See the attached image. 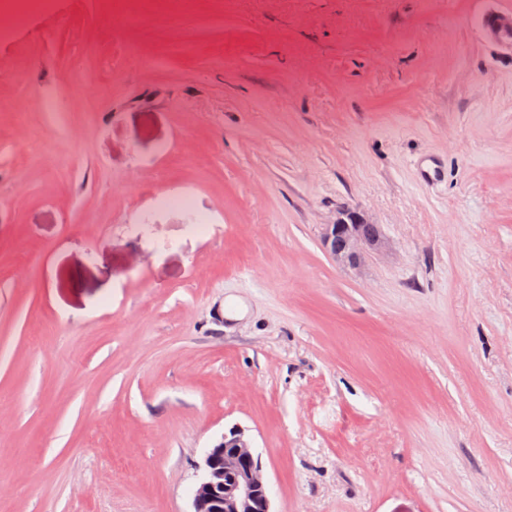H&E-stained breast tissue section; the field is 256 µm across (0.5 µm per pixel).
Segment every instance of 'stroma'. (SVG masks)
<instances>
[{"instance_id": "stroma-1", "label": "stroma", "mask_w": 512, "mask_h": 512, "mask_svg": "<svg viewBox=\"0 0 512 512\" xmlns=\"http://www.w3.org/2000/svg\"><path fill=\"white\" fill-rule=\"evenodd\" d=\"M51 2L0 38V512H191L236 429L274 512H512V0ZM484 29L503 47L512 50V13L488 16ZM323 246L338 265L358 268L367 254L379 248L382 237L377 224L358 210L343 207L322 236Z\"/></svg>"}]
</instances>
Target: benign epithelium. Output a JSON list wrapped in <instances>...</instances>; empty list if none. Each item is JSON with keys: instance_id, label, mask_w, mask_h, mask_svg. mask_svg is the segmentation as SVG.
<instances>
[{"instance_id": "benign-epithelium-1", "label": "benign epithelium", "mask_w": 512, "mask_h": 512, "mask_svg": "<svg viewBox=\"0 0 512 512\" xmlns=\"http://www.w3.org/2000/svg\"><path fill=\"white\" fill-rule=\"evenodd\" d=\"M484 29L512 50V13L488 16ZM322 241L337 264L358 268L382 237L359 210L343 207L326 225ZM197 470L192 512H272L261 458L244 431L233 430L206 449Z\"/></svg>"}]
</instances>
